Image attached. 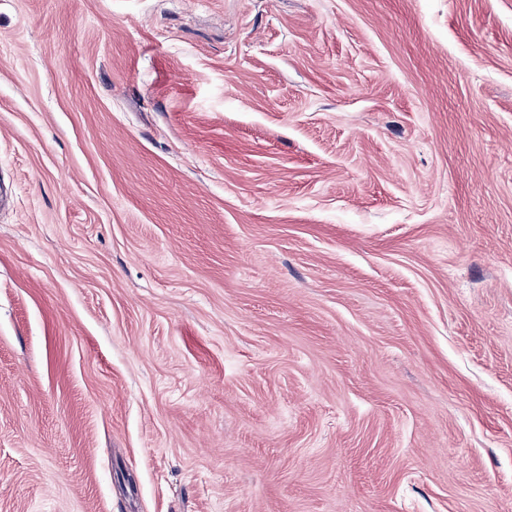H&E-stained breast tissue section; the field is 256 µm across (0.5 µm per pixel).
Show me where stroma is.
I'll return each instance as SVG.
<instances>
[{
  "label": "stroma",
  "instance_id": "1",
  "mask_svg": "<svg viewBox=\"0 0 512 512\" xmlns=\"http://www.w3.org/2000/svg\"><path fill=\"white\" fill-rule=\"evenodd\" d=\"M0 512H512V0H0Z\"/></svg>",
  "mask_w": 512,
  "mask_h": 512
}]
</instances>
